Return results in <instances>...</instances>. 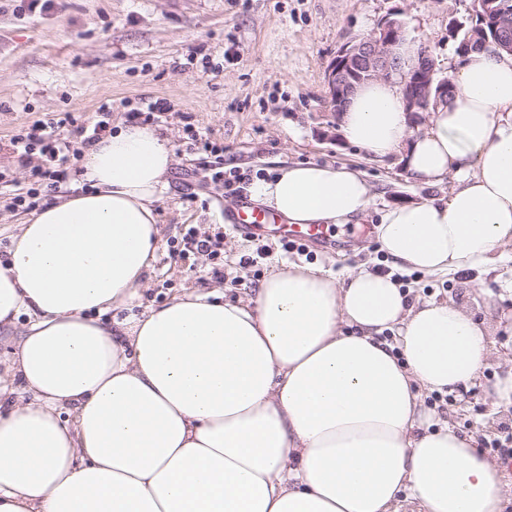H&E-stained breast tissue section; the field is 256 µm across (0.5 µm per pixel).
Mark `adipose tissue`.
I'll use <instances>...</instances> for the list:
<instances>
[{"mask_svg":"<svg viewBox=\"0 0 512 512\" xmlns=\"http://www.w3.org/2000/svg\"><path fill=\"white\" fill-rule=\"evenodd\" d=\"M452 84L417 133L382 79L341 115L349 143L403 151L423 185L454 179L375 227L394 263L430 275L512 246V54L471 50ZM173 162L154 128L116 127L0 260V328L29 317L0 368V512H504L498 466L423 400L468 387L491 352L464 307L410 302L388 273L288 264L246 300L191 290L132 312ZM249 191L292 224L372 204L359 172L318 163Z\"/></svg>","mask_w":512,"mask_h":512,"instance_id":"1","label":"adipose tissue"}]
</instances>
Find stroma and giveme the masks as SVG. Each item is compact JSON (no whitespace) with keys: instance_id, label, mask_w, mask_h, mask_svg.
Listing matches in <instances>:
<instances>
[{"instance_id":"1","label":"stroma","mask_w":512,"mask_h":512,"mask_svg":"<svg viewBox=\"0 0 512 512\" xmlns=\"http://www.w3.org/2000/svg\"><path fill=\"white\" fill-rule=\"evenodd\" d=\"M29 3L0 0V171L11 179L29 184L9 144L23 122L58 112L81 120L108 101L117 124L150 101L170 105L148 121L168 139L174 163L156 204L159 247L141 306L162 305L188 288L245 299L283 261L339 276L359 265L387 264L373 233L383 211L447 195L453 186L449 179L434 187L417 183L400 155L377 158L349 143L328 103L327 67L345 42L392 18L404 23L407 42L428 46L441 75H451L458 54L448 25L466 20L471 0H54L43 12ZM192 129L223 147L225 171L250 181L296 162L361 171L373 194L363 232L300 252L234 232L224 219L238 198L207 181L211 156L191 149ZM192 225L222 237L223 278L213 277L202 254L170 257L171 241ZM510 277L505 268L452 277L420 273L406 287L410 298L454 302L489 326L493 346L478 383L430 395L427 404L476 436L506 472L512 497V463L490 446L512 424V405L496 406L490 398L495 383L512 372V300L501 291Z\"/></svg>"}]
</instances>
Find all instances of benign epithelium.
I'll list each match as a JSON object with an SVG mask.
<instances>
[{
	"mask_svg": "<svg viewBox=\"0 0 512 512\" xmlns=\"http://www.w3.org/2000/svg\"><path fill=\"white\" fill-rule=\"evenodd\" d=\"M405 40V25L386 18L371 35L344 43L328 66V89L334 111L344 110L355 88L365 81L399 78L406 111L428 112L448 102V82L437 76L436 65L426 45H419L416 63L407 72L399 70L397 49Z\"/></svg>",
	"mask_w": 512,
	"mask_h": 512,
	"instance_id": "1",
	"label": "benign epithelium"
}]
</instances>
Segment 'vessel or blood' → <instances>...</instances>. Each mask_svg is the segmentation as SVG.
<instances>
[{
	"label": "vessel or blood",
	"mask_w": 512,
	"mask_h": 512,
	"mask_svg": "<svg viewBox=\"0 0 512 512\" xmlns=\"http://www.w3.org/2000/svg\"><path fill=\"white\" fill-rule=\"evenodd\" d=\"M233 230L255 238L281 237L305 242H325L326 234L320 224H283L272 213L242 204L230 217Z\"/></svg>",
	"instance_id": "1"
}]
</instances>
